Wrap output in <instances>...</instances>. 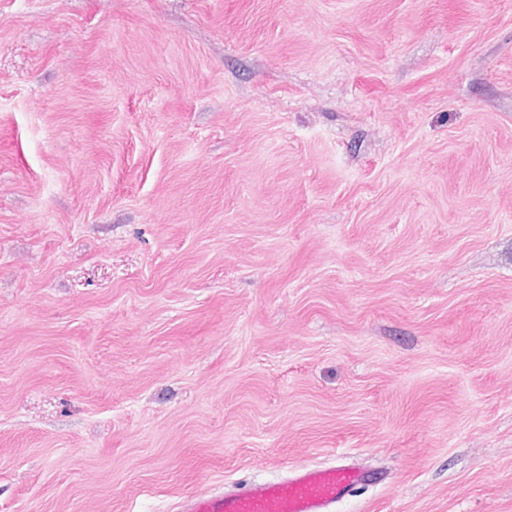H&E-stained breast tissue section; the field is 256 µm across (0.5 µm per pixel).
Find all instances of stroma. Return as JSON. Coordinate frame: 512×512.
<instances>
[{
	"label": "stroma",
	"instance_id": "obj_1",
	"mask_svg": "<svg viewBox=\"0 0 512 512\" xmlns=\"http://www.w3.org/2000/svg\"><path fill=\"white\" fill-rule=\"evenodd\" d=\"M512 512V0H0V512ZM370 478L349 464L307 468L296 475L237 493L198 492L185 496L178 512H328Z\"/></svg>",
	"mask_w": 512,
	"mask_h": 512
}]
</instances>
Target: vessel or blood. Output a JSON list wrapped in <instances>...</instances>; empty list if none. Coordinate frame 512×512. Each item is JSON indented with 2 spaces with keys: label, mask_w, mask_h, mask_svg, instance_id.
I'll return each instance as SVG.
<instances>
[{
  "label": "vessel or blood",
  "mask_w": 512,
  "mask_h": 512,
  "mask_svg": "<svg viewBox=\"0 0 512 512\" xmlns=\"http://www.w3.org/2000/svg\"><path fill=\"white\" fill-rule=\"evenodd\" d=\"M368 478L347 464L313 467L237 493H193L182 499L178 512H328Z\"/></svg>",
  "instance_id": "b4317fda"
}]
</instances>
